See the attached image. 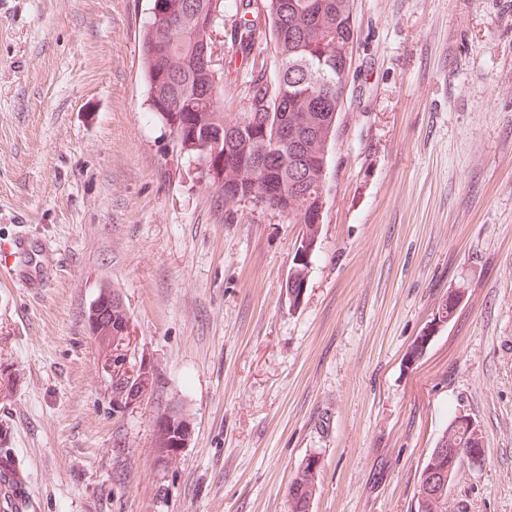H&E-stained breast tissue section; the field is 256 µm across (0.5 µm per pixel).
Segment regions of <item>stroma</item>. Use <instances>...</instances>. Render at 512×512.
Segmentation results:
<instances>
[{"label":"stroma","mask_w":512,"mask_h":512,"mask_svg":"<svg viewBox=\"0 0 512 512\" xmlns=\"http://www.w3.org/2000/svg\"><path fill=\"white\" fill-rule=\"evenodd\" d=\"M151 4L0 0V243L28 233L48 279L34 298L0 282V444L32 512H289L313 457L310 512H415L460 414L483 460L450 507L512 512V0H355L295 307L301 225L226 212L148 110ZM105 287L131 316L128 365L159 373V397L132 409L88 332ZM170 402L192 433L162 464L152 424ZM293 268H296L297 275L303 274L306 275L308 270V262L304 264H295L293 259V266L291 268V271ZM290 275V273H289ZM307 286V276L303 277L302 275L296 276L295 275V269L291 272V275L289 278H287L285 282L284 292L285 296L290 299L292 304L294 306H297L301 303V301L304 298L305 291ZM290 303V305H292ZM320 482L318 472L312 473L309 466L300 465L291 483L288 487V501L290 503V512H306L308 500L311 499L313 493L319 491ZM313 500V498L310 500Z\"/></svg>","instance_id":"1"}]
</instances>
